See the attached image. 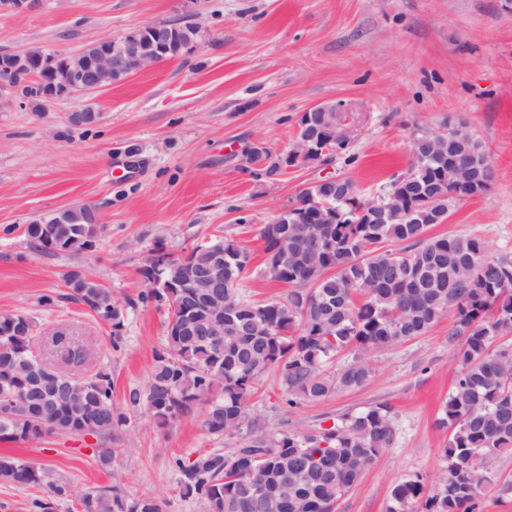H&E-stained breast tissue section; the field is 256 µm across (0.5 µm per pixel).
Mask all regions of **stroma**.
<instances>
[{"mask_svg":"<svg viewBox=\"0 0 512 512\" xmlns=\"http://www.w3.org/2000/svg\"><path fill=\"white\" fill-rule=\"evenodd\" d=\"M170 21L199 29L177 58L94 93L37 108L0 105V314L34 317L55 368L108 366L113 403L130 415L107 467L96 461L93 437L0 441V455L49 469L79 490L116 484L131 497L156 498L162 512H206L204 501L180 494L177 460L239 447L251 432L211 436L198 411L165 426L130 414L126 394L147 386L165 336V309L139 300L142 268L154 249L178 255L220 236L251 252L243 286L252 299L286 295L287 286L263 272L262 225L327 175L384 194L411 165L414 130L456 123L485 146L493 177L484 195L456 204L430 232L477 236L512 254V0H37L0 14V52L73 54L92 40ZM340 99L358 119L352 164L261 175L253 148L287 155L301 113ZM85 111L98 121L74 123L73 113ZM75 206L97 214L95 248L36 251L26 225ZM77 267L125 305L120 344L83 305L57 300L65 273ZM452 323L445 317L412 341L373 352L363 387L318 402L288 405L278 371H269L248 417L268 433L312 431L346 412L390 407L393 446L335 509L385 512L396 483L412 474L435 481L445 466L450 431L438 418L456 377Z\"/></svg>","mask_w":512,"mask_h":512,"instance_id":"stroma-1","label":"stroma"}]
</instances>
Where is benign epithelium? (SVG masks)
I'll list each match as a JSON object with an SVG mask.
<instances>
[{"instance_id": "benign-epithelium-1", "label": "benign epithelium", "mask_w": 512, "mask_h": 512, "mask_svg": "<svg viewBox=\"0 0 512 512\" xmlns=\"http://www.w3.org/2000/svg\"><path fill=\"white\" fill-rule=\"evenodd\" d=\"M152 36L145 38V29L141 28L127 33L120 42L121 49L112 50V39L103 38L91 42V46L98 48L94 59L85 56V50L66 56H48L38 65H33L30 56L24 50L3 52L0 56L5 58L4 68L13 75L14 81L0 82V96H9L23 104L29 100L27 96L18 94L15 83L23 81L42 85L49 90L45 99L51 101L55 97L72 96L76 93L92 92L112 84V74L124 73L129 75L145 67L151 66L166 58L171 51V42L167 32L158 27H151ZM348 112L350 108L344 102L332 107L327 103L317 104L301 116L298 131L301 139L297 152L292 157L302 161L312 153H324L329 146L316 148L318 133L308 128L310 116L319 113L322 117L321 130L336 132V141L350 140L355 133L354 127L347 121L336 122V113ZM185 288L195 289V295L202 303V308L215 313L224 311V255L217 254L201 270L192 275L189 281L183 284Z\"/></svg>"}]
</instances>
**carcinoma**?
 Masks as SVG:
<instances>
[{"mask_svg": "<svg viewBox=\"0 0 512 512\" xmlns=\"http://www.w3.org/2000/svg\"><path fill=\"white\" fill-rule=\"evenodd\" d=\"M175 46L196 40L197 29L171 23ZM408 172L394 179L388 194L373 200L348 176L336 180V223L323 224L304 207L324 198L316 186L298 196V207L259 230L264 273L289 286L284 298L256 303L241 281L252 254L233 240L217 238L177 256L164 268L158 254L142 270L152 288L144 302L166 307V335L154 357L147 387L127 394L131 411H146L159 423L207 405L203 426L216 437L232 435L247 419V402L266 372L275 368L294 400L320 401L362 387L372 377L370 354L415 339L448 314V292L457 299L448 341L456 378L442 405L439 425L449 428L446 468L427 486L418 475L396 483L387 512H479L482 487L498 474L488 461L512 457V351L497 341L512 333V257L491 253L475 236L429 235L448 212V194L482 195L492 180L491 160L461 128L440 152L412 144ZM466 160L480 180H450L455 163ZM428 199L407 217L411 201ZM86 210L70 213L69 224H28L34 248L81 252L95 247L98 224ZM224 254V335L202 336L198 328L211 313L181 303L186 282L208 256ZM67 291L57 299L85 306L112 328V345L122 339L124 314L112 293L86 270L64 277ZM38 322L25 313L0 315V440L36 441L57 433L96 436L107 446L129 422L112 402V375L104 368L77 377L45 362L32 349ZM353 360L337 372L325 366L341 352ZM390 409L378 404L346 413L331 428L259 435L229 452L222 448L194 460L177 461L186 497L206 501L208 512H334L336 502L393 445ZM0 480L41 486L51 498H75L79 512H161L148 496L128 498L119 487L88 488L55 481L51 474L17 458L0 456Z\"/></svg>", "mask_w": 512, "mask_h": 512, "instance_id": "cac0c4a2", "label": "carcinoma"}]
</instances>
